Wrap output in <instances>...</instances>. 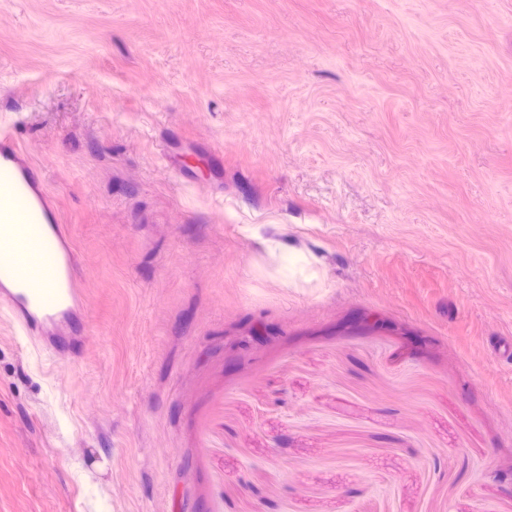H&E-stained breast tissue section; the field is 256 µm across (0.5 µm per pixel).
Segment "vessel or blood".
Listing matches in <instances>:
<instances>
[{"mask_svg": "<svg viewBox=\"0 0 512 512\" xmlns=\"http://www.w3.org/2000/svg\"><path fill=\"white\" fill-rule=\"evenodd\" d=\"M30 238L28 266L14 259L17 240ZM79 261L39 169L13 133L0 134V306L34 343L66 357L81 335L84 298Z\"/></svg>", "mask_w": 512, "mask_h": 512, "instance_id": "1", "label": "vessel or blood"}]
</instances>
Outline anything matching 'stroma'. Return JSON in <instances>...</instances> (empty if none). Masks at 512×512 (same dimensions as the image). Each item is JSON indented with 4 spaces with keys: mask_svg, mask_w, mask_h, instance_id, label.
<instances>
[{
    "mask_svg": "<svg viewBox=\"0 0 512 512\" xmlns=\"http://www.w3.org/2000/svg\"><path fill=\"white\" fill-rule=\"evenodd\" d=\"M1 126L86 333L0 309V512H512V0H0ZM265 252L273 258L278 265V271L286 270L288 273H303L309 271V280L321 281L320 270L314 267L313 260L302 250L282 241L273 235L261 239Z\"/></svg>",
    "mask_w": 512,
    "mask_h": 512,
    "instance_id": "35a3bbf8",
    "label": "stroma"
}]
</instances>
